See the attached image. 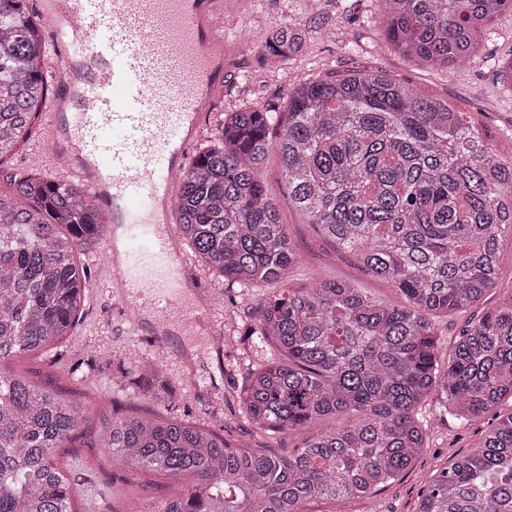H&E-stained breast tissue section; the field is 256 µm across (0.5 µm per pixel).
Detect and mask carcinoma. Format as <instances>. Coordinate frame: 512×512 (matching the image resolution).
Returning <instances> with one entry per match:
<instances>
[{"label":"carcinoma","instance_id":"carcinoma-1","mask_svg":"<svg viewBox=\"0 0 512 512\" xmlns=\"http://www.w3.org/2000/svg\"><path fill=\"white\" fill-rule=\"evenodd\" d=\"M379 2L386 42L430 68L466 62L475 35L512 14V0ZM306 47L295 24L266 45L276 65ZM45 49L25 0H0V160L46 100ZM274 150L294 207L400 302L348 280L297 281L294 244L260 180ZM177 214L202 265L241 288L280 285L246 332L278 357L241 389L248 417L269 435L323 427L283 454L230 448L209 429L117 410L105 423L112 461L197 479L149 512H302L310 499L370 498L425 448L416 410L432 393H443L464 425L512 397V286L446 354L434 321L502 285L498 256L512 240V164L448 100L382 71L304 79L283 112L269 105L225 117L180 176ZM107 223L67 181L24 172L0 190V512H73L71 481L53 460L87 413L12 363L69 334L86 276L79 247ZM132 384L158 401L172 395L151 363ZM417 512H512V414L433 475Z\"/></svg>","mask_w":512,"mask_h":512}]
</instances>
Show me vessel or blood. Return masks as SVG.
<instances>
[{
  "label": "vessel or blood",
  "mask_w": 512,
  "mask_h": 512,
  "mask_svg": "<svg viewBox=\"0 0 512 512\" xmlns=\"http://www.w3.org/2000/svg\"><path fill=\"white\" fill-rule=\"evenodd\" d=\"M36 0L54 65L51 155L65 156L93 202L111 210L124 258L112 265L119 298L139 308L172 284L174 238L157 218L174 188L200 119L224 88L231 44L218 22L224 0ZM122 95L124 105L114 103Z\"/></svg>",
  "instance_id": "b4317fda"
}]
</instances>
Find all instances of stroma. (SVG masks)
<instances>
[{
	"instance_id": "1",
	"label": "stroma",
	"mask_w": 512,
	"mask_h": 512,
	"mask_svg": "<svg viewBox=\"0 0 512 512\" xmlns=\"http://www.w3.org/2000/svg\"><path fill=\"white\" fill-rule=\"evenodd\" d=\"M377 0H227L224 32L238 45L224 81V97L202 119V132L191 150L199 152L213 138L225 113L267 104L287 106L288 95L301 80L382 69L416 90L453 102L482 129L488 144L504 161H512V86L499 81L495 64L512 58V15L502 16L484 36L468 63L432 69L408 60L385 41L378 23ZM297 24L307 34L305 52L277 67L269 66L265 41L272 30ZM46 141V117L38 115L28 136L0 161V187L6 176L37 169L41 176L60 179L50 164L32 165ZM262 179L279 207L281 220L300 259L299 274L317 273L328 279L358 283L383 300L394 299L387 283L374 278L355 258L304 224L288 201L277 154H270ZM107 239L81 246L88 277L79 320L69 336L45 350L18 357L13 366L30 379L63 392L70 402L90 408L91 418L68 447L58 449L55 466L69 477L74 512H129L181 496L189 483L154 472L131 471L114 464L102 450L103 423L113 411L175 418L222 434L232 447L249 446L275 452L299 447L305 432L291 430L268 436L247 420L239 390L247 374L262 364V353L243 342L247 327L257 319L264 288H239L202 267L189 246H182L180 263L193 272L191 287L168 308L165 330L155 327L156 306L134 311L115 300L106 275ZM209 296L200 319L187 323L186 309L195 293ZM134 367L149 359L160 365L173 386L168 400L154 402L110 370L107 360ZM443 398L425 399L420 416L428 440L414 468L379 490L370 500L353 503L352 512H416L418 495L436 470L448 467L477 446L495 416L512 414L504 400L495 414L463 426L442 409Z\"/></svg>"
}]
</instances>
